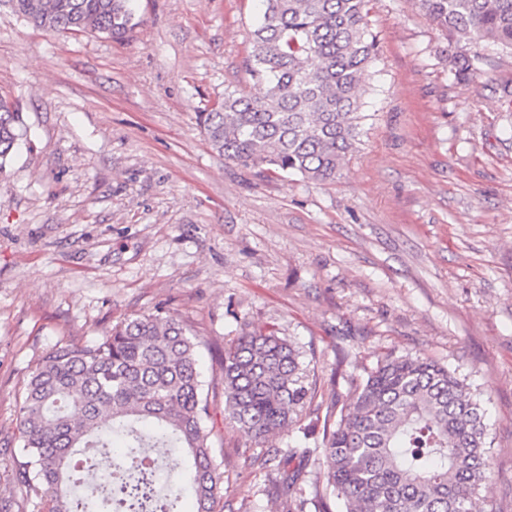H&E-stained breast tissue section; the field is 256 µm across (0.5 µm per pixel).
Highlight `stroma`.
Instances as JSON below:
<instances>
[{"label":"stroma","instance_id":"stroma-1","mask_svg":"<svg viewBox=\"0 0 512 512\" xmlns=\"http://www.w3.org/2000/svg\"><path fill=\"white\" fill-rule=\"evenodd\" d=\"M257 0H135L128 40L33 28L0 5V95L28 142L0 174V499L20 492L19 395L59 343L90 344L163 307L206 345L224 512H286L257 441L224 420L220 357L275 328L321 380L411 353L466 375L488 410L478 512H512V51L454 46L419 0H371L377 59L361 143L335 180L224 159L199 112L258 97ZM462 49L472 69L454 74Z\"/></svg>","mask_w":512,"mask_h":512}]
</instances>
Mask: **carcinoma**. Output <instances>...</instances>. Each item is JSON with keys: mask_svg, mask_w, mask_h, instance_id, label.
I'll return each mask as SVG.
<instances>
[{"mask_svg": "<svg viewBox=\"0 0 512 512\" xmlns=\"http://www.w3.org/2000/svg\"><path fill=\"white\" fill-rule=\"evenodd\" d=\"M46 31L124 39L133 0H0ZM246 60L266 93L237 90L198 114L202 133L225 159L312 182L336 179L358 148L364 77L376 60L370 0H261ZM456 42L472 36L512 49V0H420ZM0 97V172L26 139L21 112ZM201 337L158 309L127 317L93 344L58 345L31 370L20 401L25 461L16 482L50 498L49 512H177L184 493L196 512H216L224 483L213 455ZM224 420L258 440L295 430L322 433L323 481L303 495L307 450L268 451L274 492L291 512H474L490 476L480 392L468 378L422 356L387 355L350 377L325 415L307 418L317 379L290 341L268 329L244 331L224 348ZM123 448L119 477L77 492L80 448Z\"/></svg>", "mask_w": 512, "mask_h": 512, "instance_id": "cac0c4a2", "label": "carcinoma"}]
</instances>
